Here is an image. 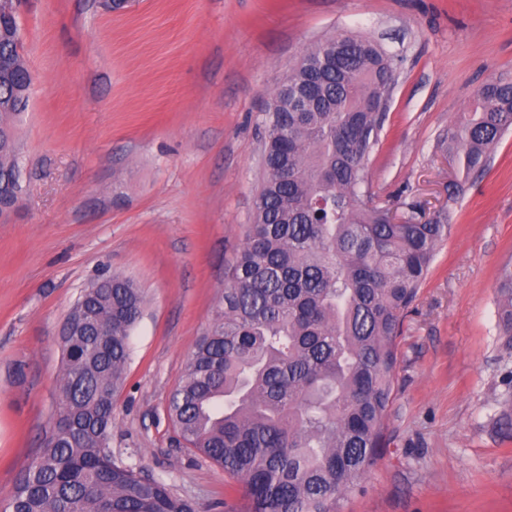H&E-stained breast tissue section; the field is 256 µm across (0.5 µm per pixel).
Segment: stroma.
<instances>
[{"label":"stroma","instance_id":"1","mask_svg":"<svg viewBox=\"0 0 512 512\" xmlns=\"http://www.w3.org/2000/svg\"><path fill=\"white\" fill-rule=\"evenodd\" d=\"M35 76L17 124L25 192L0 222V500L49 435L59 330L99 274L146 302L114 405L116 461L202 512L239 484L178 446L167 417L210 327L262 175L266 110L327 36L402 58L369 191L449 224L398 340L388 444L339 512H512V353L496 288L512 264V132L456 193L448 134L512 79V0H22Z\"/></svg>","mask_w":512,"mask_h":512}]
</instances>
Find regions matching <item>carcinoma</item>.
Masks as SVG:
<instances>
[{
    "label": "carcinoma",
    "instance_id": "obj_1",
    "mask_svg": "<svg viewBox=\"0 0 512 512\" xmlns=\"http://www.w3.org/2000/svg\"><path fill=\"white\" fill-rule=\"evenodd\" d=\"M0 0V205L24 191L16 122L30 98L22 28ZM401 59L338 33L307 48L271 97L252 223L214 321L170 395L186 448L243 488L227 512H338L386 447L397 339L449 225L368 199ZM512 130V82L493 79L448 138L462 176L484 171ZM497 298L512 349V270ZM76 304L94 323L62 337L55 435L0 512H197L167 483L112 457V407L144 296L111 275Z\"/></svg>",
    "mask_w": 512,
    "mask_h": 512
}]
</instances>
